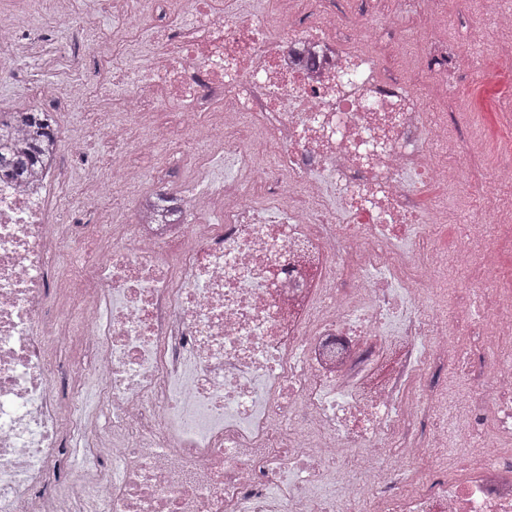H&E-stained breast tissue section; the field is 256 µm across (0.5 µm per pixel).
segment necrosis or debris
I'll return each mask as SVG.
<instances>
[{
	"instance_id": "necrosis-or-debris-1",
	"label": "necrosis or debris",
	"mask_w": 512,
	"mask_h": 512,
	"mask_svg": "<svg viewBox=\"0 0 512 512\" xmlns=\"http://www.w3.org/2000/svg\"><path fill=\"white\" fill-rule=\"evenodd\" d=\"M36 5L50 26L28 34ZM95 5L115 24L94 79L34 81L32 103L91 107L107 180L72 196L61 117L28 176L0 170V512H512V311L492 246L505 226L483 211L452 257L432 246L450 202H421L405 175L453 188L461 165L414 86L375 74L367 27L245 0ZM87 24L71 0L0 5V76L35 49L68 59L56 33ZM156 112L197 154L174 212L129 161L169 146L138 133ZM222 155L237 173L214 184ZM117 184L138 189L118 227L99 221ZM406 236L422 248L400 250ZM479 243L494 326L470 420L419 438L429 363L470 353L448 337L466 316L438 272L466 270ZM451 442L461 478L441 464L412 484Z\"/></svg>"
}]
</instances>
